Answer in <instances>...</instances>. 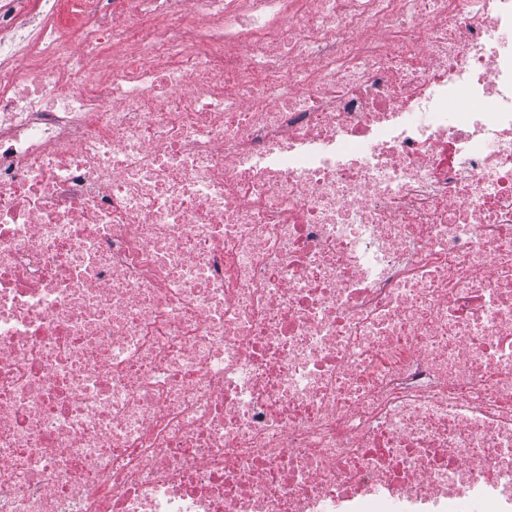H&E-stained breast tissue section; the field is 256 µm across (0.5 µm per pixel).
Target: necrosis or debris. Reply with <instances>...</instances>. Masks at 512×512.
Segmentation results:
<instances>
[{"label": "necrosis or debris", "instance_id": "necrosis-or-debris-1", "mask_svg": "<svg viewBox=\"0 0 512 512\" xmlns=\"http://www.w3.org/2000/svg\"><path fill=\"white\" fill-rule=\"evenodd\" d=\"M0 512H512V0H0Z\"/></svg>", "mask_w": 512, "mask_h": 512}]
</instances>
